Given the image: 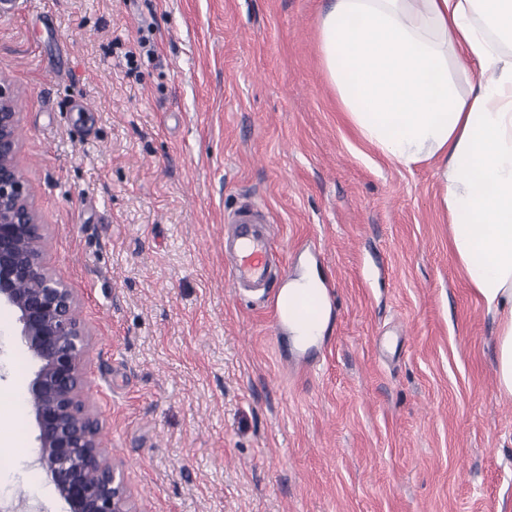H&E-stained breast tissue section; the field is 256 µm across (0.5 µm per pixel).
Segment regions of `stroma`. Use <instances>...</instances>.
I'll return each instance as SVG.
<instances>
[{
  "mask_svg": "<svg viewBox=\"0 0 512 512\" xmlns=\"http://www.w3.org/2000/svg\"><path fill=\"white\" fill-rule=\"evenodd\" d=\"M329 0H16L0 77L46 260L90 330L86 396L140 512H512L495 325L449 247L432 165L349 123L322 64ZM135 49L134 62L125 53ZM265 206L311 258L323 343L228 286L224 214ZM36 370L0 335V389ZM0 507L67 512L28 408Z\"/></svg>",
  "mask_w": 512,
  "mask_h": 512,
  "instance_id": "stroma-1",
  "label": "stroma"
}]
</instances>
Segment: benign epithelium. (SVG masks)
Masks as SVG:
<instances>
[{
	"label": "benign epithelium",
	"mask_w": 512,
	"mask_h": 512,
	"mask_svg": "<svg viewBox=\"0 0 512 512\" xmlns=\"http://www.w3.org/2000/svg\"><path fill=\"white\" fill-rule=\"evenodd\" d=\"M19 122L14 89L0 78V306L12 311L38 363L25 399L38 430L36 464L68 512H140L84 399L90 329L74 289L46 263L45 228L17 163Z\"/></svg>",
	"instance_id": "7a95c632"
}]
</instances>
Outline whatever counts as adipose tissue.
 I'll use <instances>...</instances> for the list:
<instances>
[{
    "mask_svg": "<svg viewBox=\"0 0 512 512\" xmlns=\"http://www.w3.org/2000/svg\"><path fill=\"white\" fill-rule=\"evenodd\" d=\"M512 0H334L322 63L360 136L411 169L433 161L452 255L495 323L512 398ZM479 66L467 96L448 59Z\"/></svg>",
    "mask_w": 512,
    "mask_h": 512,
    "instance_id": "1",
    "label": "adipose tissue"
}]
</instances>
